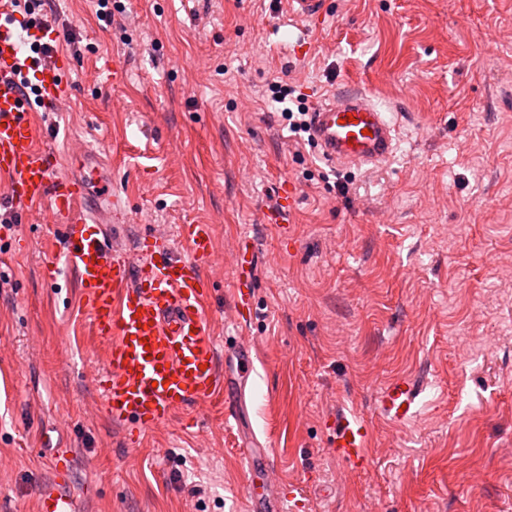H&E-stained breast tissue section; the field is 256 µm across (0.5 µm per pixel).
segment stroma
<instances>
[{
	"label": "stroma",
	"mask_w": 512,
	"mask_h": 512,
	"mask_svg": "<svg viewBox=\"0 0 512 512\" xmlns=\"http://www.w3.org/2000/svg\"><path fill=\"white\" fill-rule=\"evenodd\" d=\"M71 96L36 108L41 146L66 171L86 145L112 187V232L135 249L162 225L215 227L210 324L254 342L259 378L239 430L195 402L129 441L91 371L104 347L75 276L49 245L55 211L0 223V512H36L50 437L71 460L80 512H244L239 448L256 436L287 512H512V0H325L320 22L283 0H51ZM120 68H113V61ZM307 108L344 87L397 122L396 154L370 170L329 166L293 144L269 86ZM296 205L267 223L282 184ZM348 185L341 193L340 185ZM258 254L252 320L233 325L239 239ZM415 374L414 421L374 399ZM374 417L369 467L326 444L342 405Z\"/></svg>",
	"instance_id": "1"
}]
</instances>
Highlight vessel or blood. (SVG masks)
Wrapping results in <instances>:
<instances>
[{
    "label": "vessel or blood",
    "mask_w": 512,
    "mask_h": 512,
    "mask_svg": "<svg viewBox=\"0 0 512 512\" xmlns=\"http://www.w3.org/2000/svg\"><path fill=\"white\" fill-rule=\"evenodd\" d=\"M290 16L319 19L324 0H285ZM22 39L0 4V178L7 183V204L14 214L36 211L52 201L61 222L58 256L74 272L93 332L105 343L102 371L93 375L112 421L132 425L137 433L154 430L190 403L224 394L226 424L240 426L246 391L256 384L255 350L238 344L227 354L234 374L222 372L219 343L206 319L212 283L203 272L215 256L214 227L184 224L180 237L187 252L179 254L167 235L152 245L127 253L117 248L106 227L112 222V196L90 178L98 162L91 152L76 158V172L59 173L58 159L38 143L32 107L21 77L32 75L43 100L62 106L70 96L61 75V49L45 58L26 56ZM312 135L321 157L332 167L379 166L392 157L398 128L371 97L355 88L336 91L311 114ZM98 193L100 206L86 202ZM255 250L250 241L237 247L238 276L232 287L236 324L252 315ZM423 383L412 376L390 379L375 400V416L357 407L341 409L325 422L329 448L351 470L370 461L373 417L402 424L414 418L422 403ZM57 488L43 491L39 512H78L67 490L68 469L52 458ZM286 500L280 484L248 490L245 512H282Z\"/></svg>",
    "instance_id": "vessel-or-blood-1"
}]
</instances>
